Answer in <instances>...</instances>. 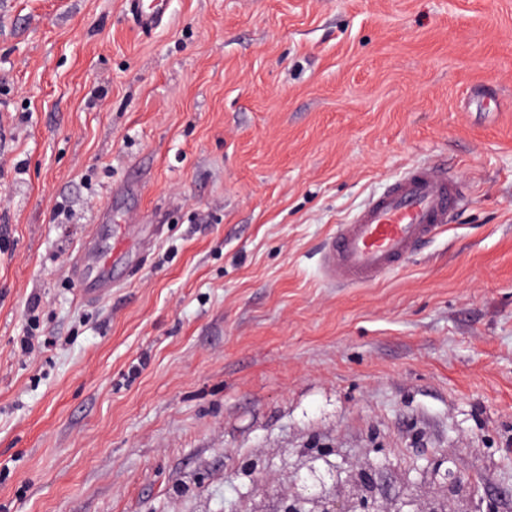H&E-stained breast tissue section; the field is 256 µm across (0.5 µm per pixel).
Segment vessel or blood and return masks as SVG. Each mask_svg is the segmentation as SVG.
I'll use <instances>...</instances> for the list:
<instances>
[{
  "instance_id": "obj_1",
  "label": "vessel or blood",
  "mask_w": 512,
  "mask_h": 512,
  "mask_svg": "<svg viewBox=\"0 0 512 512\" xmlns=\"http://www.w3.org/2000/svg\"><path fill=\"white\" fill-rule=\"evenodd\" d=\"M125 13L141 32L163 27L170 0H124ZM468 197L461 180L434 164L410 167L337 225L320 255L324 280L339 287L373 284L397 270L422 245L439 236ZM122 248L102 251L97 237L86 239L70 261L80 298L92 304L114 286L112 264Z\"/></svg>"
}]
</instances>
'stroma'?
<instances>
[{"label":"stroma","instance_id":"obj_1","mask_svg":"<svg viewBox=\"0 0 512 512\" xmlns=\"http://www.w3.org/2000/svg\"><path fill=\"white\" fill-rule=\"evenodd\" d=\"M416 163L469 185L452 224L325 283ZM102 210L130 254L85 305ZM322 448L382 502L440 459L479 482L451 512H512V0H171L151 34L0 0V512H269ZM124 247V246H123ZM123 247L115 245L108 252L102 251L96 233L86 239L70 261V275L77 283L80 299L87 304L100 300L112 292V263L123 255Z\"/></svg>","mask_w":512,"mask_h":512}]
</instances>
